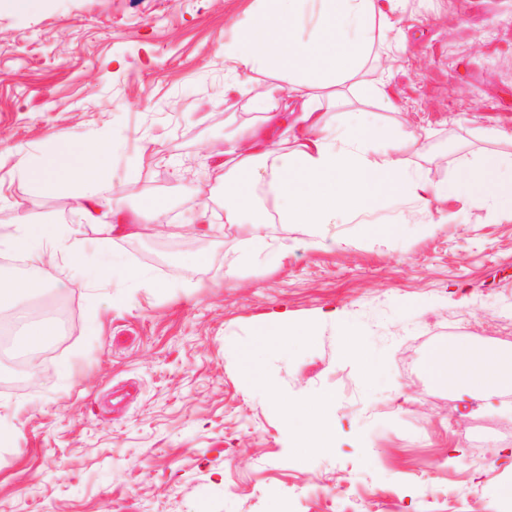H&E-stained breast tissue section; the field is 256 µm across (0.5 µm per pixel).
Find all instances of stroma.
I'll return each instance as SVG.
<instances>
[{"mask_svg":"<svg viewBox=\"0 0 512 512\" xmlns=\"http://www.w3.org/2000/svg\"><path fill=\"white\" fill-rule=\"evenodd\" d=\"M264 0H44L0 9V213L34 224L79 220L77 193L38 192L17 175L50 135L83 143L110 128L113 186L224 221V145L254 114L228 74L224 43ZM406 39L367 78L400 106L387 126L428 133L408 155L435 182L512 154V0H401ZM150 144L156 158L141 154ZM376 224L341 219L321 234L271 221L288 255L250 253L234 230L200 231L160 258L152 233L106 242L94 262L139 271L95 284L70 268L42 300L68 326L44 343L38 383L0 360V512H500L512 499V398L460 402L433 378V354L471 343L512 356V221L452 200L443 223L395 201ZM346 244L333 246V238ZM203 264H196V257ZM288 309L314 336L266 346ZM338 309L337 323L320 322ZM327 393V448L296 447L282 409Z\"/></svg>","mask_w":512,"mask_h":512,"instance_id":"35a3bbf8","label":"stroma"}]
</instances>
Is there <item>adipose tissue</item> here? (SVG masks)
<instances>
[{"label": "adipose tissue", "instance_id": "adipose-tissue-1", "mask_svg": "<svg viewBox=\"0 0 512 512\" xmlns=\"http://www.w3.org/2000/svg\"><path fill=\"white\" fill-rule=\"evenodd\" d=\"M399 0H266L253 23L224 44V59L236 77L250 84L261 117L257 124L238 128L225 150L224 221L251 250L268 247L266 225L271 216L280 223L322 228L338 215L362 216L387 201L401 198L429 206L449 199L485 202L495 215L512 220V158L486 156L482 164L454 179L435 182L403 157L406 148L423 151L420 133L403 128L382 130L370 113H345L341 126L330 127L327 113L340 99L339 89L355 81L366 66L376 38L399 42L401 29L388 14ZM267 70L272 80L256 82V72ZM294 75L291 87L278 82ZM299 104V114L281 112L283 94ZM115 149L112 132H94L82 145H69L73 155L63 174H56L50 155L39 164H24L21 177L46 193L72 184L82 190L80 207L92 232L65 224H32L23 218L0 221V254L20 258L28 275L0 273V312L13 309L23 296L49 287L58 264L84 265L88 254L107 241L133 237L140 222L152 224L156 234L181 236L189 224L169 222L167 202L144 200L127 216L118 197L99 195L109 177ZM263 183L267 205H258L251 184ZM440 381L473 391L511 392L512 358L487 348L463 343L438 352L432 364ZM329 395L309 397L306 405L285 408L287 421L302 438L328 434Z\"/></svg>", "mask_w": 512, "mask_h": 512}]
</instances>
